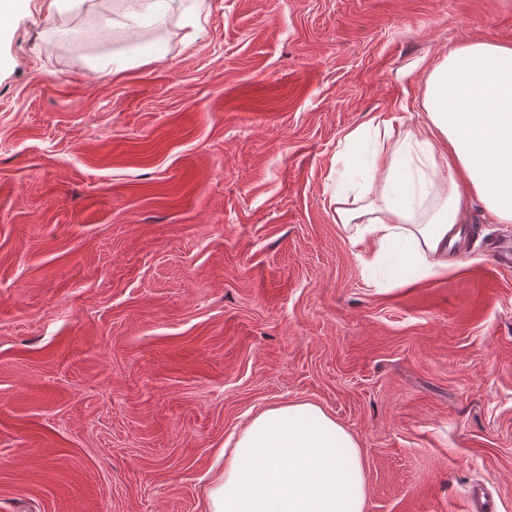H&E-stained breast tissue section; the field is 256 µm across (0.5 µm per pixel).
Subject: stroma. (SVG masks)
Instances as JSON below:
<instances>
[{
  "mask_svg": "<svg viewBox=\"0 0 512 512\" xmlns=\"http://www.w3.org/2000/svg\"><path fill=\"white\" fill-rule=\"evenodd\" d=\"M26 0L0 29V512H208L231 434L309 401L365 512H512V224L395 284L331 196L345 135L512 0ZM143 55L106 73L112 52ZM184 0H147L141 14L130 16V28L152 24L180 10Z\"/></svg>",
  "mask_w": 512,
  "mask_h": 512,
  "instance_id": "35a3bbf8",
  "label": "stroma"
}]
</instances>
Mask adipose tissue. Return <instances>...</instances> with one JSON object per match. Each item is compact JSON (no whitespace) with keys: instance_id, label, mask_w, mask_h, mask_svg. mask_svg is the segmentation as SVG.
Segmentation results:
<instances>
[{"instance_id":"ef3b65f1","label":"adipose tissue","mask_w":512,"mask_h":512,"mask_svg":"<svg viewBox=\"0 0 512 512\" xmlns=\"http://www.w3.org/2000/svg\"><path fill=\"white\" fill-rule=\"evenodd\" d=\"M424 125L374 116L347 133L351 161L370 144L364 180L339 174L336 221L358 228L396 280L448 271V243L473 202L512 224V45L467 43L434 63ZM365 472L350 432L319 406L254 416L209 491V512H364Z\"/></svg>"}]
</instances>
